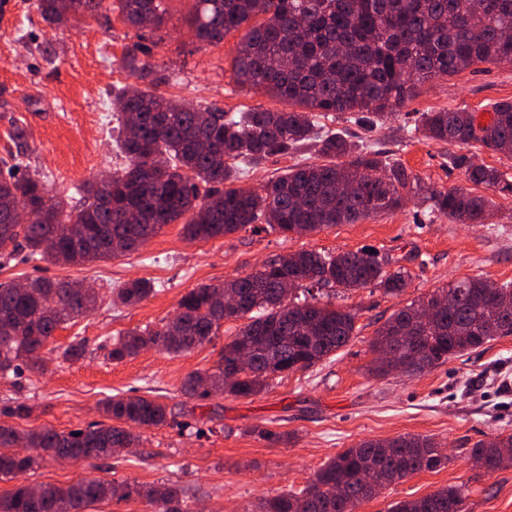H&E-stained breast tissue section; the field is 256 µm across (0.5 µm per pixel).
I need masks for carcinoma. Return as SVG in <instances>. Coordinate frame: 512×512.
Returning a JSON list of instances; mask_svg holds the SVG:
<instances>
[{
  "mask_svg": "<svg viewBox=\"0 0 512 512\" xmlns=\"http://www.w3.org/2000/svg\"><path fill=\"white\" fill-rule=\"evenodd\" d=\"M104 0H35L49 25L66 24L73 14H98ZM165 0H113L122 21L139 31L166 25ZM189 25L199 45H217L232 31H244L234 57L236 82L288 102L289 111L253 108L227 113L217 106L194 108L151 88L166 82L138 60L139 45L126 50L125 67L149 87L124 88L112 103L122 126V152L129 164L108 179L87 181L74 194L52 198L42 181L7 170L0 174V250L5 244L53 264H82L136 251L164 226L184 220L185 234L210 240L253 224L288 235L306 226L315 232L336 224L394 210L404 194H420L430 213L441 212L461 224H481L490 201L458 188L439 189L377 151L360 148L333 129L319 127L314 113L359 114L372 128L400 110L422 84L482 63L512 64V0H196ZM480 135L476 114L465 109L420 113L415 130L448 145L478 143L512 157V99L491 106ZM315 141L324 164L295 166L260 190L236 188L235 161L257 165L273 155L296 151ZM467 179L488 189L512 192L499 169L476 165L465 154L450 155ZM342 182L350 194L338 191ZM208 186L199 201L198 184ZM24 208L26 224L14 222ZM306 292L318 285L344 290L379 288L397 296L409 276L388 272L366 251L336 254L301 251L266 263L224 285L239 297L224 310L217 287L199 285L179 302L174 319L155 330H130L112 338L109 357L121 361L148 348L169 353L191 351L212 340L220 322L245 319L224 344L212 373L194 372L181 391L204 400L213 393L250 397L269 380L304 369L347 345L357 313L321 303L316 297H284L288 278ZM151 283L134 280L117 289L115 302L133 306L152 292ZM451 305L439 309L410 345L394 340L421 302L398 309L371 343L379 374L406 366L409 374L442 366L460 353L512 335V309L499 298L512 285L468 278L442 290ZM96 294L67 280L35 279L25 288L0 283V375L21 367H44V351L62 325L88 315ZM253 354V366L239 368L240 351ZM84 341L75 337L58 352L65 361L81 358ZM233 375L228 383L225 378ZM103 413L120 425L98 424L76 436L52 429L20 430L0 423V478L19 484L0 495V512H86L106 499L132 497L125 483L81 479L66 487L20 482L38 460L71 456L76 461L110 456L140 441L132 428L167 422L166 406L143 396L116 394ZM473 464L487 473L512 464V434L497 435L472 448ZM448 454L430 437L405 436L364 441L326 461L307 486L262 501L258 512H355L358 504L411 475L434 471ZM154 512H192L173 486L145 491ZM464 486L441 488L424 497L397 502L392 512H466Z\"/></svg>",
  "mask_w": 512,
  "mask_h": 512,
  "instance_id": "1",
  "label": "carcinoma"
}]
</instances>
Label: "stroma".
Instances as JSON below:
<instances>
[{
  "instance_id": "obj_1",
  "label": "stroma",
  "mask_w": 512,
  "mask_h": 512,
  "mask_svg": "<svg viewBox=\"0 0 512 512\" xmlns=\"http://www.w3.org/2000/svg\"><path fill=\"white\" fill-rule=\"evenodd\" d=\"M34 3L0 0V172L21 156L49 194L126 166L110 105L115 92L137 84L121 63L133 45L144 46L146 61L166 75V83L156 88L159 94L229 112L288 108L287 102L235 83L240 33L197 47L189 26L194 0H166L168 22L160 43L106 8L52 27ZM505 98H512V65L485 63L424 84L395 118L375 130L352 118L331 123L350 141L371 146L427 183L488 194L492 207L483 224H458L440 213L425 218L424 204L410 198L401 209L305 235L247 228L193 241L178 223L117 258L81 265L31 260L23 251L0 258V283L70 280L98 293L95 310L56 330L53 338L57 347L84 338V357L65 361L50 353L42 373L0 378V423L60 433L85 429L104 422L101 404L115 394L151 397L171 413L168 424L141 429L136 447L91 462L48 458L25 475V483L66 486L85 477L135 489L174 483L189 490L195 512H255L262 499L305 487L325 461L362 440L427 436L447 449L448 464L382 490L358 512H390L396 502L449 485L466 487L468 512H512V465L484 474L469 461L476 444L512 434V335L410 376H374L370 350L376 330L410 301L473 277L512 283V193L474 185L449 156L467 154L511 175L512 158L407 131L418 113L465 108L486 116L492 102ZM318 160L312 145L272 156L247 168L237 185L257 189L288 167ZM362 249L374 250L387 271L405 268L408 287L397 296L372 288L321 289L320 297L357 310L355 336L336 355L274 379L260 394L217 393L197 401L181 392L189 373L213 371L225 343L242 326L238 319L222 321L210 343L188 352L149 348L119 362L108 356L112 337L161 327L191 288L224 284L282 255ZM137 279L150 281L154 293L132 307L115 304L114 289ZM19 403L29 406L27 417L6 415V408ZM262 428L282 434V441L261 438Z\"/></svg>"
}]
</instances>
